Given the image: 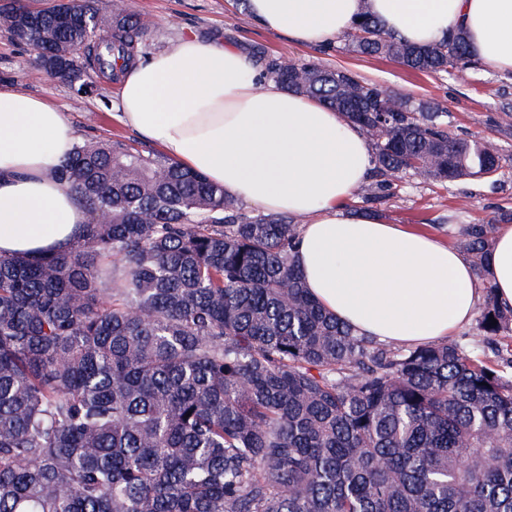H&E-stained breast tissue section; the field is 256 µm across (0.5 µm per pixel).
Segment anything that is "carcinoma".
<instances>
[{
  "instance_id": "1",
  "label": "carcinoma",
  "mask_w": 512,
  "mask_h": 512,
  "mask_svg": "<svg viewBox=\"0 0 512 512\" xmlns=\"http://www.w3.org/2000/svg\"><path fill=\"white\" fill-rule=\"evenodd\" d=\"M67 11L9 0L0 27L80 92L135 60L140 15ZM341 40L433 75L475 63L460 28L416 47L364 15ZM266 75L360 127L384 196L501 173L447 111L315 62ZM55 175L89 214L78 237L0 253V512H512V359L359 335L305 288L300 218L247 214L163 155L87 139ZM493 228L458 232L480 278ZM484 291L479 341L512 338Z\"/></svg>"
}]
</instances>
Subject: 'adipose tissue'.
Masks as SVG:
<instances>
[{
  "mask_svg": "<svg viewBox=\"0 0 512 512\" xmlns=\"http://www.w3.org/2000/svg\"><path fill=\"white\" fill-rule=\"evenodd\" d=\"M270 32L323 44L360 16L424 46L463 28L477 57L512 71V0H250ZM122 120L174 162L267 213L304 217L296 263L312 297L362 335L420 345L472 321L480 283L512 307V224L496 225L484 277L467 254L432 236L349 211L371 175L358 127L321 102L261 78L246 52L192 37L130 66ZM77 141L46 100L0 87V251L61 252L86 210L53 176Z\"/></svg>",
  "mask_w": 512,
  "mask_h": 512,
  "instance_id": "adipose-tissue-1",
  "label": "adipose tissue"
}]
</instances>
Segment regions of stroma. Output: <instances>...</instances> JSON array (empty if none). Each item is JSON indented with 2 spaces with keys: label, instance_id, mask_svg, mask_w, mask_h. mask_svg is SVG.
<instances>
[{
  "label": "stroma",
  "instance_id": "1",
  "mask_svg": "<svg viewBox=\"0 0 512 512\" xmlns=\"http://www.w3.org/2000/svg\"><path fill=\"white\" fill-rule=\"evenodd\" d=\"M129 11L146 17L150 27L144 51H167L188 37L214 41L249 52L258 66L273 58L300 63L317 61L332 69L350 71L411 103L430 102L448 110L452 134L492 142L504 159L497 184L468 178L442 188L405 180L401 191L385 200L367 203L354 194L349 206L372 209L391 224L448 238L461 224H498L512 220V72L501 73L475 63L465 77L415 73L390 59L363 56L336 40L319 46L297 42L264 30L239 0H124ZM0 85L45 99L74 126L78 140H120L140 150L154 142L127 126L117 109L118 83L97 76L88 92L55 78L36 61L30 47L0 29Z\"/></svg>",
  "mask_w": 512,
  "mask_h": 512
}]
</instances>
